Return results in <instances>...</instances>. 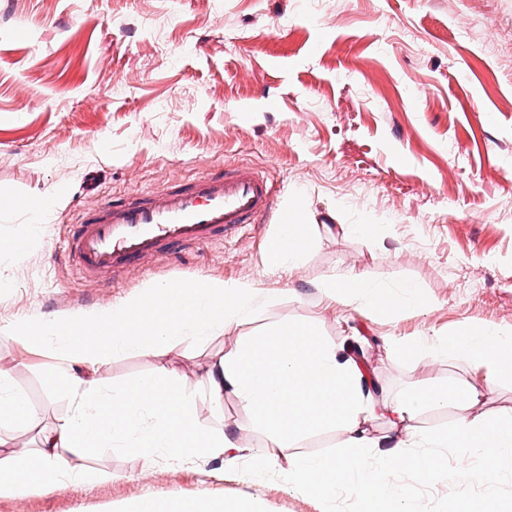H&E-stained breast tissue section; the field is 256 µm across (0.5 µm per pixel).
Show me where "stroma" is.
Here are the masks:
<instances>
[{
    "mask_svg": "<svg viewBox=\"0 0 512 512\" xmlns=\"http://www.w3.org/2000/svg\"><path fill=\"white\" fill-rule=\"evenodd\" d=\"M25 35H18V27ZM260 170L274 216L182 261L149 260L109 284L60 255L95 201L159 190L229 166ZM99 195L82 193L89 173ZM315 228L301 264L273 268L270 244L289 205ZM39 219L44 234L20 232ZM0 327L20 317L106 308L148 281L251 278L280 290L243 327L159 360L136 352L99 371L123 385L170 375L195 386L210 358L308 323L359 345L374 390L426 384L443 399L413 429L448 433L457 386L482 385L458 359L412 357L387 337L451 336L463 325L512 328V0H0ZM360 275L414 293L399 320L326 307L315 282ZM37 338L0 337V368L53 427L70 402ZM197 422L263 453L233 397L200 390ZM95 479L0 498V512H112L126 503L189 507L249 497L259 512H322L278 478L249 483L217 462L147 463L135 451L72 458ZM418 512H512V493L464 484L444 498L416 473Z\"/></svg>",
    "mask_w": 512,
    "mask_h": 512,
    "instance_id": "stroma-1",
    "label": "stroma"
}]
</instances>
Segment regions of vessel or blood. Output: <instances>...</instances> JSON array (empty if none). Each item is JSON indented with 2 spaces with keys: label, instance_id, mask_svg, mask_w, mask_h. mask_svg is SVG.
Segmentation results:
<instances>
[{
  "label": "vessel or blood",
  "instance_id": "vessel-or-blood-1",
  "mask_svg": "<svg viewBox=\"0 0 512 512\" xmlns=\"http://www.w3.org/2000/svg\"><path fill=\"white\" fill-rule=\"evenodd\" d=\"M272 214L266 177L236 166L84 210L71 230L68 261L83 275L115 283L154 257L224 241Z\"/></svg>",
  "mask_w": 512,
  "mask_h": 512
}]
</instances>
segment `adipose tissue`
<instances>
[{
	"label": "adipose tissue",
	"instance_id": "obj_1",
	"mask_svg": "<svg viewBox=\"0 0 512 512\" xmlns=\"http://www.w3.org/2000/svg\"><path fill=\"white\" fill-rule=\"evenodd\" d=\"M310 226L305 212L288 216L271 244L273 262L288 270L298 266ZM333 305L356 303L366 313L398 319L417 303L369 280L328 277L316 286ZM274 289L252 280H208L192 283L149 282L137 293L108 309H89L52 317L22 318L6 327L13 339L37 337L41 348L68 371L71 413L57 426L39 427L33 410L0 372V427L37 429L41 468L30 476L0 462V497L48 494L66 481L79 479L70 459L90 450L141 451L147 460L203 459L236 469L242 449L224 431L203 428L194 419L196 394L191 387L173 388L159 377L117 387L98 378L111 358L130 350L153 357L186 345L201 346L211 337L249 323L277 297ZM108 340H99L101 331ZM408 354L466 360L483 374L484 390H493L504 369H512V329L495 325L464 326L452 336H420L405 344ZM203 379L216 402L233 396L248 423L265 438V451L243 472L248 482L267 475L281 478L290 490L320 498L335 512L339 495L355 498L367 512H414L411 491L402 482H388L384 473L420 471L448 492L460 484L496 494L512 482V413L470 416L482 390L460 386L461 410L445 436L410 429L408 422L438 400L431 389H414L385 402L392 416L391 432L371 436L368 424L377 404L361 373L343 347L318 339L304 324L281 323L242 349L225 353L205 369ZM340 430L343 448L304 460L290 456L312 431ZM455 449V466L443 460Z\"/></svg>",
	"mask_w": 512,
	"mask_h": 512
}]
</instances>
